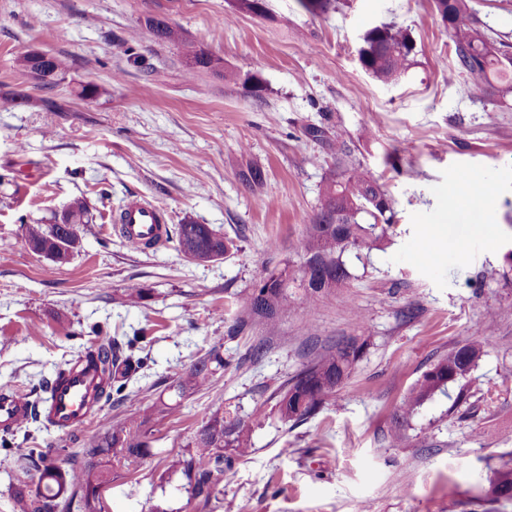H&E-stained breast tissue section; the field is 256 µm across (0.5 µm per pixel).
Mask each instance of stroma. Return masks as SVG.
I'll list each match as a JSON object with an SVG mask.
<instances>
[{
	"mask_svg": "<svg viewBox=\"0 0 512 512\" xmlns=\"http://www.w3.org/2000/svg\"><path fill=\"white\" fill-rule=\"evenodd\" d=\"M482 28L512 58V0H473ZM259 17L233 0H0V385L40 377L108 336H142L148 359L120 398L75 436L27 425L28 447L74 457L114 420L151 410L176 374L212 347L228 361L209 388L154 416L151 457L102 492L104 512H198L167 475L195 429L225 406L249 417L309 355L348 338L368 347L336 396L297 425L252 423V453L227 470L205 512H512L488 500L490 469L512 461V92L491 95L455 70L432 0H335L323 14L266 0ZM159 18L218 61L188 74L181 48L156 40ZM407 28L414 50L398 81L360 66L364 32ZM65 57L50 91L16 64L20 46ZM260 80L252 92L245 79ZM100 89L92 100L79 91ZM343 140L393 201L392 244L317 307L228 335L265 271L298 265L301 231ZM260 170L250 187L245 174ZM477 173L487 229L420 260L450 204L448 184ZM108 198H100V189ZM84 198L93 230L70 264L28 250L21 226L51 224ZM169 224L209 225L236 248L208 263L175 242L138 250L115 219L131 200ZM147 291L139 302L125 289ZM492 339L476 367L411 419L400 405L439 356ZM469 398L454 399L459 389Z\"/></svg>",
	"mask_w": 512,
	"mask_h": 512,
	"instance_id": "1",
	"label": "stroma"
}]
</instances>
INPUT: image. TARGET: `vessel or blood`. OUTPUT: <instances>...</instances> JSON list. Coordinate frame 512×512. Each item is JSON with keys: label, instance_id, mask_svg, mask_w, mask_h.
Masks as SVG:
<instances>
[{"label": "vessel or blood", "instance_id": "b4317fda", "mask_svg": "<svg viewBox=\"0 0 512 512\" xmlns=\"http://www.w3.org/2000/svg\"><path fill=\"white\" fill-rule=\"evenodd\" d=\"M165 210L149 200H134L118 217V228L127 241L139 249L160 244L166 235ZM99 375L87 359L62 366L54 378L41 416L60 434H69L86 425L93 412L92 400ZM31 415L27 397L9 387L0 388V431L20 428Z\"/></svg>", "mask_w": 512, "mask_h": 512}]
</instances>
